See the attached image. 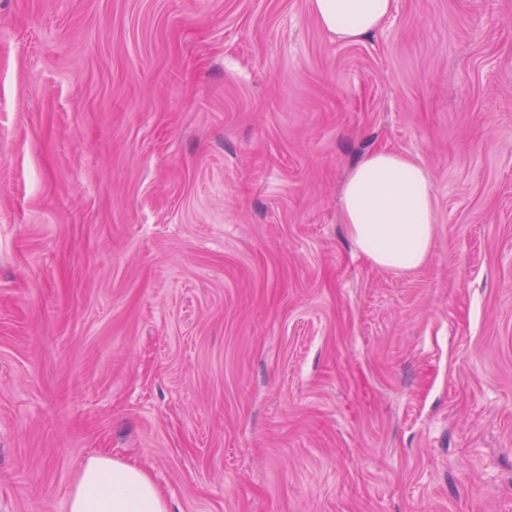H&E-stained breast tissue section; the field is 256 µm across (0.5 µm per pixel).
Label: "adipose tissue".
I'll use <instances>...</instances> for the list:
<instances>
[{"mask_svg": "<svg viewBox=\"0 0 512 512\" xmlns=\"http://www.w3.org/2000/svg\"><path fill=\"white\" fill-rule=\"evenodd\" d=\"M319 24L344 41L376 32L393 0H311ZM341 218L357 251L373 265L396 271L422 266L435 236V197L428 171L408 157L376 150L349 172ZM68 512H170L149 470L105 453L84 462Z\"/></svg>", "mask_w": 512, "mask_h": 512, "instance_id": "obj_1", "label": "adipose tissue"}]
</instances>
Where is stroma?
Masks as SVG:
<instances>
[{
    "label": "stroma",
    "instance_id": "1",
    "mask_svg": "<svg viewBox=\"0 0 512 512\" xmlns=\"http://www.w3.org/2000/svg\"><path fill=\"white\" fill-rule=\"evenodd\" d=\"M423 165L432 253L340 189ZM512 512V0H0V512ZM319 24L344 41L376 32L389 18L393 0H311ZM341 218L357 251L396 271L422 266L435 236V197L428 171L408 157L375 150L349 172ZM68 512H171L149 470L136 461L91 455L68 498Z\"/></svg>",
    "mask_w": 512,
    "mask_h": 512
}]
</instances>
